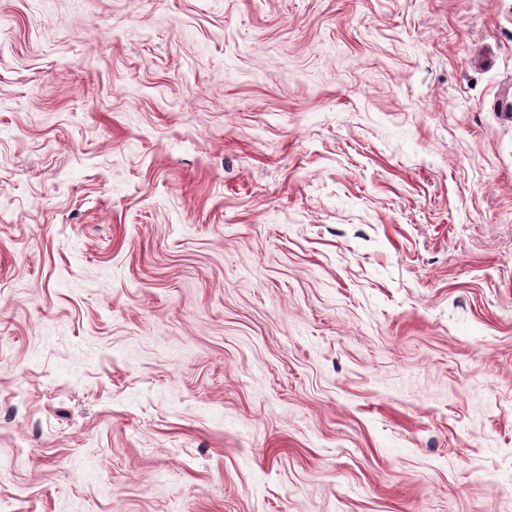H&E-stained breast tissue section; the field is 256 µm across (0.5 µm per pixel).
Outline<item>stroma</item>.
I'll use <instances>...</instances> for the list:
<instances>
[{
    "instance_id": "35a3bbf8",
    "label": "stroma",
    "mask_w": 512,
    "mask_h": 512,
    "mask_svg": "<svg viewBox=\"0 0 512 512\" xmlns=\"http://www.w3.org/2000/svg\"><path fill=\"white\" fill-rule=\"evenodd\" d=\"M0 512H512V0H0Z\"/></svg>"
}]
</instances>
